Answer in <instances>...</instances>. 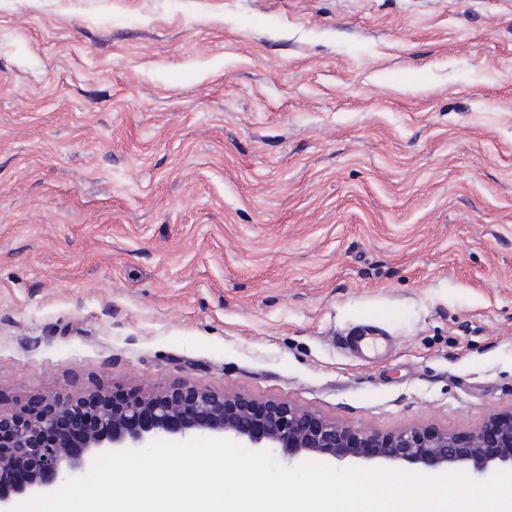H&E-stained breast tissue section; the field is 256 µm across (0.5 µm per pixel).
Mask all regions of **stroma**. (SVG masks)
<instances>
[{"mask_svg": "<svg viewBox=\"0 0 512 512\" xmlns=\"http://www.w3.org/2000/svg\"><path fill=\"white\" fill-rule=\"evenodd\" d=\"M181 386L512 412V0H0V411Z\"/></svg>", "mask_w": 512, "mask_h": 512, "instance_id": "obj_1", "label": "stroma"}]
</instances>
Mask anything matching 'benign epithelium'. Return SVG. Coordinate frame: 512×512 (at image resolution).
Listing matches in <instances>:
<instances>
[{
    "mask_svg": "<svg viewBox=\"0 0 512 512\" xmlns=\"http://www.w3.org/2000/svg\"><path fill=\"white\" fill-rule=\"evenodd\" d=\"M102 388L87 400H50L18 413H0V471L15 466L23 474L0 483V512H12L15 498L46 494L63 476L91 469L96 458L114 448H141L158 433L192 437L199 433L228 434L243 448H279L293 458L328 455L337 460L371 457L403 460L433 468L470 464L477 473L496 465L512 466V415L490 422L465 437L407 429L373 437L355 433L332 421L286 404H255L209 391L176 388L159 394H129L110 403ZM79 412L83 438L78 446L63 439L52 444L41 436L55 432Z\"/></svg>",
    "mask_w": 512,
    "mask_h": 512,
    "instance_id": "1",
    "label": "benign epithelium"
}]
</instances>
